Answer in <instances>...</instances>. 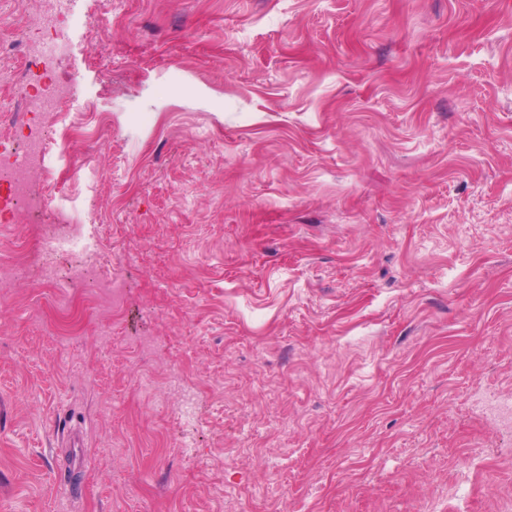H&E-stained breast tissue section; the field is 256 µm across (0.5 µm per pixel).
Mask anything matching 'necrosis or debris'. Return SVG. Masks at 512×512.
I'll return each instance as SVG.
<instances>
[{
  "mask_svg": "<svg viewBox=\"0 0 512 512\" xmlns=\"http://www.w3.org/2000/svg\"><path fill=\"white\" fill-rule=\"evenodd\" d=\"M95 22V15H75L64 10L61 0H46L44 8L12 38L0 40V60L17 57L23 63L21 104L17 111L0 114V187L7 189L0 203L1 224L15 223L26 210L42 211V201L31 193V177L34 171L48 168L52 148L68 155L65 175L81 169L80 155L71 150L74 132L69 120L80 92L77 84H59L55 70L68 50L66 28L88 29ZM30 252L41 255L39 275L59 294L65 312L58 324L60 334L81 329L91 319L83 303L87 289L97 291L95 307H111L113 290L121 282L101 246L92 207H56L53 220L37 223L27 235L15 261L0 266V282L21 273ZM63 255L72 262L62 270L57 259Z\"/></svg>",
  "mask_w": 512,
  "mask_h": 512,
  "instance_id": "obj_1",
  "label": "necrosis or debris"
}]
</instances>
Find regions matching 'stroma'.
<instances>
[{
	"mask_svg": "<svg viewBox=\"0 0 512 512\" xmlns=\"http://www.w3.org/2000/svg\"><path fill=\"white\" fill-rule=\"evenodd\" d=\"M79 6L96 192L32 189L91 198L125 296L106 348L0 288V512H512V0ZM199 422L198 399L195 395L185 397L183 405L176 414L175 425L177 434L171 445L176 454L190 457L195 455L194 433Z\"/></svg>",
	"mask_w": 512,
	"mask_h": 512,
	"instance_id": "35a3bbf8",
	"label": "stroma"
}]
</instances>
